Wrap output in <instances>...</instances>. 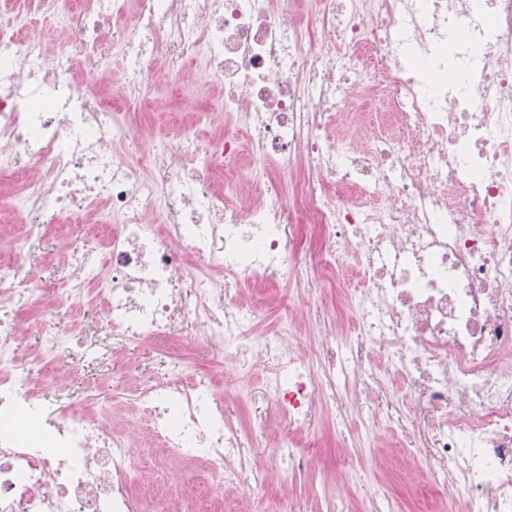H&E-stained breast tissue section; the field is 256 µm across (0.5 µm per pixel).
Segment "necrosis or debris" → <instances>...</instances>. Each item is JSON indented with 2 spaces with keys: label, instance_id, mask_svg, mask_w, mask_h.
Listing matches in <instances>:
<instances>
[{
  "label": "necrosis or debris",
  "instance_id": "necrosis-or-debris-1",
  "mask_svg": "<svg viewBox=\"0 0 512 512\" xmlns=\"http://www.w3.org/2000/svg\"><path fill=\"white\" fill-rule=\"evenodd\" d=\"M128 1L83 0L65 20L0 7V173L28 170L15 208L32 217L0 252V512H145L131 429L76 411L65 382L34 392L16 354L12 309L63 215L88 232L49 306L100 298L105 341L42 321L55 361L171 337L182 315L259 359L281 421L353 407L408 448L427 418L435 495L512 512V0ZM44 19L62 39L38 34ZM194 54L223 89L224 136L178 125L130 151L124 104L147 100L159 60ZM101 72L127 76L116 97L91 87ZM347 249L354 295L330 281ZM282 283L315 357L280 327L246 333L245 287ZM136 404L159 467L197 458L258 493L269 470L306 464L264 453V429L244 432L180 365Z\"/></svg>",
  "mask_w": 512,
  "mask_h": 512
}]
</instances>
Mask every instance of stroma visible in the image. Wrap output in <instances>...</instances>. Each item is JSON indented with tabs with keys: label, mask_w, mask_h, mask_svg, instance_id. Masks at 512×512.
<instances>
[{
	"label": "stroma",
	"mask_w": 512,
	"mask_h": 512,
	"mask_svg": "<svg viewBox=\"0 0 512 512\" xmlns=\"http://www.w3.org/2000/svg\"><path fill=\"white\" fill-rule=\"evenodd\" d=\"M189 74L200 77L204 70L195 62L166 70L165 80L154 90V103L147 111L149 134L159 136L168 132L171 118L203 110L218 94V87L212 84L186 82ZM83 232L84 227L79 223H67L48 232L33 258L38 285L50 286L59 281L64 272L66 244ZM249 299L258 309V325L281 323L290 329L301 351L312 349L315 338L308 332L298 304L287 288L253 293ZM200 334L199 326L176 318L174 340L132 344L114 362L80 363L74 393L79 400L97 408L121 404L117 419L134 422L137 414L129 391L130 382L163 379L168 373L169 357L174 354L180 362L194 366V382L230 379L233 413L243 428L265 426L269 446L287 442L308 459L305 470L292 473L283 468L269 473L266 490L259 495L225 490L224 496L233 512H327L326 504L311 495L312 486L322 481L348 488L350 512H364L369 491L378 485L393 489L405 512H455L454 503L448 499L420 501L418 490L429 480L423 449L400 450L383 426L373 433H362L360 421L351 411L342 416L328 411L315 427L305 432L276 422L266 410L262 368L244 360L234 350L201 343ZM344 430L357 436L352 448L354 460L346 465L338 460L340 433ZM150 481L151 512H198L202 501L213 496L217 488L216 480L198 464L186 466L180 482H172L170 475L161 470L153 471Z\"/></svg>",
	"instance_id": "35a3bbf8"
}]
</instances>
